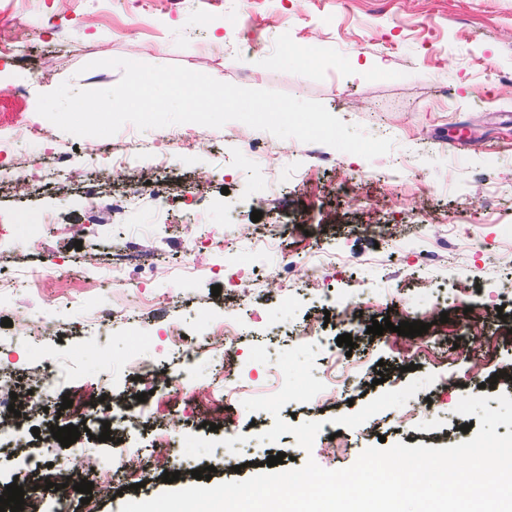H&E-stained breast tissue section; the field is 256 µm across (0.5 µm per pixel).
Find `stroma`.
Instances as JSON below:
<instances>
[{
	"label": "stroma",
	"mask_w": 512,
	"mask_h": 512,
	"mask_svg": "<svg viewBox=\"0 0 512 512\" xmlns=\"http://www.w3.org/2000/svg\"><path fill=\"white\" fill-rule=\"evenodd\" d=\"M245 13L265 39L245 48L243 33L224 25ZM62 24L66 39L48 37ZM23 43L20 60H0V138L37 121V96L47 86L70 83L77 90L106 89L120 70L105 59L127 58L151 65H181L240 87L268 89L322 103L349 125L392 139L386 155L368 161L332 151L333 165L312 171L306 145L231 121L208 129L202 151L183 149L167 128L120 133L134 140L128 169L98 165L112 143L105 137H76L46 124V138L13 144V162L31 166L46 158L45 147L71 149L69 179L28 190L0 177V277L30 268L43 281L0 288V371L24 392L36 374L37 353L56 359L54 378L43 395V412L23 420L16 444L0 447V489L18 483L23 512H120L128 501L147 500L193 485L191 472L214 467L213 483L258 474L268 457L285 453V469L315 461L328 470L352 465L367 447L386 441L408 447L440 448L467 438L466 416L457 414L463 396L512 397V91L500 85L512 76V0H0V36ZM24 94H15L16 86ZM271 143L287 164L279 186L267 185L255 144ZM165 153L166 172L153 156ZM167 184L171 200L157 210L150 200L112 221L103 203L84 194L122 190L130 178ZM262 218L252 221V211ZM57 224H41L45 212ZM378 224L399 225L390 240ZM454 227V250L445 265L422 268L417 255L429 248L435 227ZM81 226L80 238L64 232ZM277 226L268 249L253 246L250 229ZM212 238L195 252L210 273L181 276L184 247L203 232ZM137 238L158 260L157 267L132 271L124 285L112 280V252ZM333 249L340 265L329 268L323 285L303 287L322 250ZM401 274L391 277L392 263ZM296 282L289 305L270 300L254 319L230 292L242 278L266 290L282 268ZM441 288L443 307L427 314L421 280ZM220 286L212 295V286ZM363 294L378 296L371 308L342 317L340 304ZM165 295L161 319L145 313V299ZM110 310L105 335L94 313ZM237 317L241 337L231 347H212L210 325L227 313ZM447 323H440V315ZM319 320L317 362L327 356L362 361L366 371L335 399L291 402L282 419L321 422L312 450L291 434L274 443L259 441L273 425L271 414L247 412L240 403L213 405L210 389L230 383L243 397L264 395L282 383L267 353L286 350L293 326L306 316ZM423 320L439 348L413 354L409 337L368 333L372 321ZM183 326L192 356L173 354L167 325ZM490 333L480 382L465 380L467 333ZM351 334L354 349L337 344ZM238 364L224 371L225 359ZM142 361L179 381L172 397L132 379L130 363ZM384 383H377V375ZM145 401H138V394ZM73 405L62 408L63 398ZM141 412L130 426L127 409ZM417 412L407 428L402 413ZM86 425L75 446L55 440L51 426ZM176 429V444L158 448L155 438ZM110 439L98 441L102 430ZM237 453H225L229 442ZM138 456L145 485L131 489L116 478L106 493L83 503L79 492L60 501L54 487L97 481L123 454ZM179 471L165 484L164 471Z\"/></svg>",
	"instance_id": "35a3bbf8"
}]
</instances>
